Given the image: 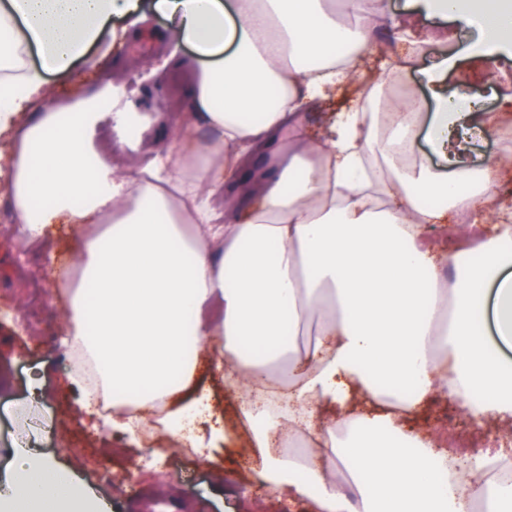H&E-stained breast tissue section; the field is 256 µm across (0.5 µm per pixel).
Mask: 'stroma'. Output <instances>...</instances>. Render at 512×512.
<instances>
[{"mask_svg":"<svg viewBox=\"0 0 512 512\" xmlns=\"http://www.w3.org/2000/svg\"><path fill=\"white\" fill-rule=\"evenodd\" d=\"M168 43L133 50L117 43L106 68L112 79L123 85L137 112L151 122L147 131L125 141L118 154L125 165L136 167L162 148L175 130L190 117L186 86L191 74L166 65ZM454 63L437 87L427 83V72L439 57ZM401 80L414 87L423 103L421 124L413 150L418 162L441 166V158L429 140L430 120L439 111V101L461 89L474 91L486 124L470 135L469 165L481 170L506 155L498 128L512 122V101L507 98L506 82H512V36H498L481 25L459 26L447 44L414 60L401 72ZM48 242L34 246L30 258L18 256L0 237V471L11 462L9 448L15 447L12 423L18 403L41 405L52 418L29 443L36 458L53 460L74 470L84 488L96 499H105L112 512H133L130 496L116 492L98 473L99 463H109L114 471H134L144 486L154 487L163 503L162 512H252L256 499H268L269 512H318L301 495L270 496V487L261 477L263 453L250 446L242 430L237 401L224 383V364L213 355L201 366L200 378L210 386L213 415L224 421V444L213 460L204 461L196 450L169 457L165 436L115 441L102 429H94L91 416L77 403L68 386L67 374L75 355L63 341L67 329V305L54 295L56 274L71 266L78 253V238L67 225H59L47 236ZM28 265L42 277L45 294L38 307H31L21 265ZM87 442L84 453H74L75 439ZM165 455L169 482L155 486L152 473L144 467L147 449Z\"/></svg>","mask_w":512,"mask_h":512,"instance_id":"obj_1","label":"stroma"}]
</instances>
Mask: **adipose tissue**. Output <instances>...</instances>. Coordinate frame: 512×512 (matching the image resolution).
I'll return each mask as SVG.
<instances>
[{
    "instance_id": "obj_1",
    "label": "adipose tissue",
    "mask_w": 512,
    "mask_h": 512,
    "mask_svg": "<svg viewBox=\"0 0 512 512\" xmlns=\"http://www.w3.org/2000/svg\"><path fill=\"white\" fill-rule=\"evenodd\" d=\"M340 10L358 25L338 23ZM149 11L167 17L165 39L201 60L193 120L122 174L98 137L117 103L112 84L52 97L45 76L66 83L99 66L116 42L112 20L134 26ZM422 14L443 26L418 35ZM474 21L511 32L512 0H408L393 14L384 0H0L7 191L30 240L60 223L79 235L78 260L56 286L85 402L108 391L144 410L162 405L156 423L184 436L208 407L194 383L200 352L216 344L255 447L314 436L327 456L353 461L359 501L296 455L267 456L273 487L317 491L319 512H469L479 499L512 512V487L490 486L481 466L439 483L447 452L406 429L423 405L448 399L512 437V364L479 329L492 308L512 341V209L489 206L512 160L473 178L448 151L457 114L446 108L431 122L445 169L364 164L381 123L364 103L398 75L388 60L368 70L376 30L390 27L413 58L447 41V23ZM335 44L346 55L324 60ZM346 86L353 106L302 130L301 113L325 110ZM425 195L438 206L423 209ZM455 208L471 223H450ZM310 328L315 340L298 345ZM411 374L409 394L399 384ZM77 484L54 463L33 474L20 460L0 496L44 499Z\"/></svg>"
}]
</instances>
